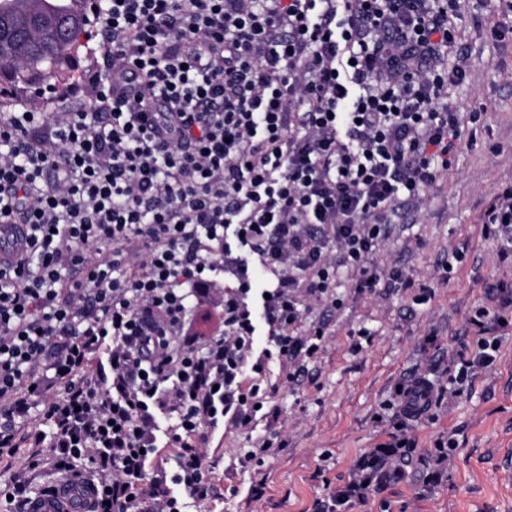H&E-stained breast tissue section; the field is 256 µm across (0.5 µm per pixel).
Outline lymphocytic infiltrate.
I'll return each instance as SVG.
<instances>
[{
  "label": "lymphocytic infiltrate",
  "mask_w": 512,
  "mask_h": 512,
  "mask_svg": "<svg viewBox=\"0 0 512 512\" xmlns=\"http://www.w3.org/2000/svg\"><path fill=\"white\" fill-rule=\"evenodd\" d=\"M469 2L91 0L102 64L64 92L90 109L47 134L40 103L0 114V225L26 227L0 264V459L24 458L0 498L48 465L88 472L91 512H187L212 493L209 432L277 423L269 363L292 382L322 350L303 299L340 306L342 267L362 291L410 287L373 257L461 146L448 52ZM482 222L512 258V185ZM488 293L449 396L512 320V282ZM213 301L223 331L189 332ZM396 396L386 441L315 512L404 478L412 400L442 395L415 372ZM162 446L173 470L152 465Z\"/></svg>",
  "instance_id": "obj_1"
}]
</instances>
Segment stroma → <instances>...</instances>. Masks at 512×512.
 Instances as JSON below:
<instances>
[{
    "mask_svg": "<svg viewBox=\"0 0 512 512\" xmlns=\"http://www.w3.org/2000/svg\"><path fill=\"white\" fill-rule=\"evenodd\" d=\"M504 17L486 8L469 10L459 26L465 75L448 88L473 143L463 145L451 167L416 206L398 218L376 263L407 271L413 287L358 290L355 274L339 269V308L315 305L314 317L327 321L323 352L309 362L297 386L281 382L271 365L272 399L281 413L278 437L288 443L263 468H243L238 460L251 435L224 426L209 436L216 462L214 492L196 512H313L324 482L350 481L355 460L384 441L396 403L395 387L414 370H431L437 387L447 388L456 354L471 342V312L484 303L487 287L512 276L499 247L484 235L480 216L492 196L512 183V34L497 35ZM430 300L415 304L418 287ZM436 333L440 352L425 349ZM410 435L415 446L404 462L405 477L373 492L352 512H512V325L501 332L495 363L478 370L470 388L441 400ZM454 438L457 448L442 481L423 487L427 452L438 439ZM269 475L262 501L245 503L259 470Z\"/></svg>",
    "mask_w": 512,
    "mask_h": 512,
    "instance_id": "35a3bbf8",
    "label": "stroma"
}]
</instances>
